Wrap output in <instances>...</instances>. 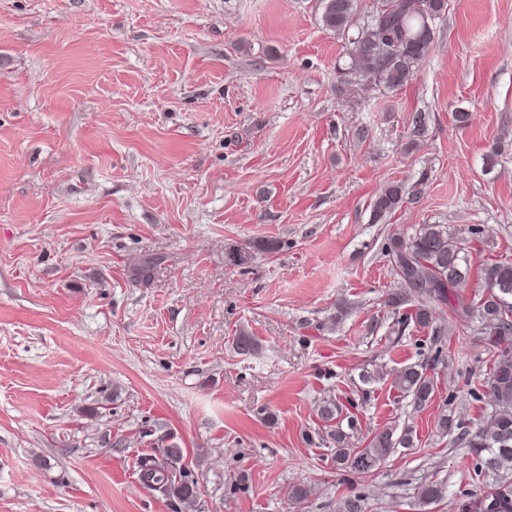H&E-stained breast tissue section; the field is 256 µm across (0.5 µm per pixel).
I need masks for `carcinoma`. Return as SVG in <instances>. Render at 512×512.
<instances>
[{
    "label": "carcinoma",
    "instance_id": "obj_1",
    "mask_svg": "<svg viewBox=\"0 0 512 512\" xmlns=\"http://www.w3.org/2000/svg\"><path fill=\"white\" fill-rule=\"evenodd\" d=\"M320 22L328 31L347 37L351 59L347 75L358 84L367 79L377 86L397 89L408 84L428 58L436 36V24L446 13L448 0H370L367 18L357 28L354 19L360 0H319ZM404 201L403 187L389 183L372 203L373 220L393 213ZM393 274L401 288L386 294L383 307L393 319V332L409 325L445 335L438 325L437 310L447 307L465 317L478 313L475 331L488 337L493 348L492 365L482 379L490 399L484 420L475 428L455 431L454 421L442 416L437 424L441 436L473 457L476 475L484 481L479 491L463 495L460 512H512V262H495L484 269L485 289L478 299L466 303L459 290L467 269L464 247L446 224H419L413 232L391 237L384 246ZM429 364L410 365L394 377L393 385L423 408L435 393ZM334 445L339 470L367 474L381 465L396 448L413 447L412 430L385 427L376 430L363 448L351 446L342 424L353 427L354 417L332 398L318 410ZM183 449L171 444L157 454L138 459L142 485L174 502L184 512H193L199 498L198 480L180 465ZM447 487L430 480L418 487L417 501L424 505L443 500Z\"/></svg>",
    "mask_w": 512,
    "mask_h": 512
}]
</instances>
